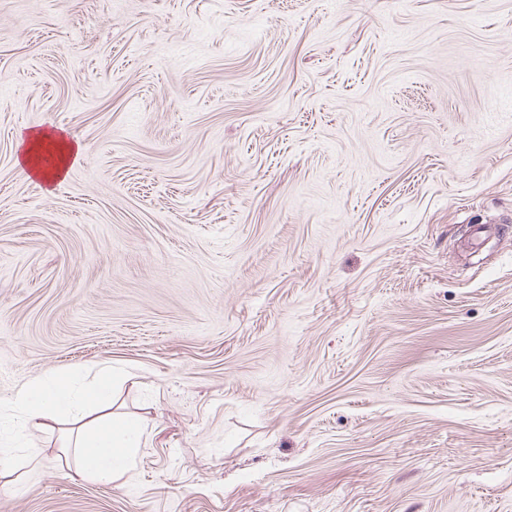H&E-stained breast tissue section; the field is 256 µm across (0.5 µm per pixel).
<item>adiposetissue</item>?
Here are the masks:
<instances>
[{
	"label": "adipose tissue",
	"instance_id": "1",
	"mask_svg": "<svg viewBox=\"0 0 512 512\" xmlns=\"http://www.w3.org/2000/svg\"><path fill=\"white\" fill-rule=\"evenodd\" d=\"M20 162L29 174L51 184L61 178L79 146L61 132L43 129L21 137ZM113 371L100 368L92 384L77 381L72 372L56 371L31 379L10 403V414L0 421L4 429L54 430L72 422L80 430L72 444L78 478L102 483L119 482L138 450L140 425L113 415Z\"/></svg>",
	"mask_w": 512,
	"mask_h": 512
}]
</instances>
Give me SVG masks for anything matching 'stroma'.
<instances>
[{
  "instance_id": "obj_1",
  "label": "stroma",
  "mask_w": 512,
  "mask_h": 512,
  "mask_svg": "<svg viewBox=\"0 0 512 512\" xmlns=\"http://www.w3.org/2000/svg\"><path fill=\"white\" fill-rule=\"evenodd\" d=\"M103 365L0 512H512V0H0V411ZM44 143H51L56 149V160L49 166L50 168H43L38 159L39 149ZM20 144L22 167L46 184H53L60 179L67 165L79 151V145L67 139L64 133L48 129L27 132L20 138ZM112 379L109 366L100 368L90 385L79 383L70 371L35 377L13 397L8 418L2 422L0 416V433L5 428L53 431L59 424L79 423L73 444L64 447L68 453L72 450L74 475L117 483L138 450L142 429L112 410L103 412L112 407Z\"/></svg>"
}]
</instances>
